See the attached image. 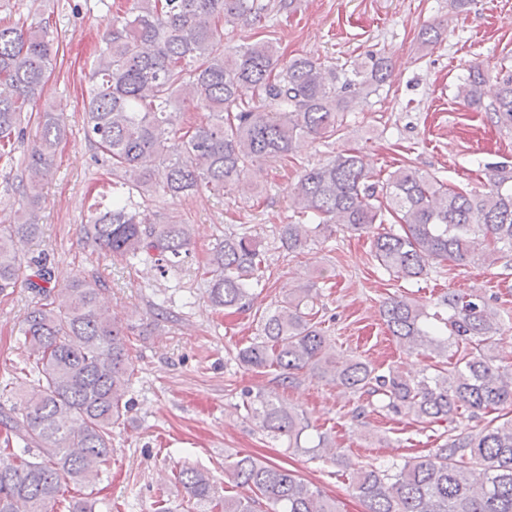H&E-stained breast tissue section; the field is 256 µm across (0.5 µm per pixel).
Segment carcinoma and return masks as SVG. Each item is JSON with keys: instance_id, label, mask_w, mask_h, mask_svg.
Instances as JSON below:
<instances>
[{"instance_id": "carcinoma-1", "label": "carcinoma", "mask_w": 512, "mask_h": 512, "mask_svg": "<svg viewBox=\"0 0 512 512\" xmlns=\"http://www.w3.org/2000/svg\"><path fill=\"white\" fill-rule=\"evenodd\" d=\"M296 9L297 0H133L128 15L112 18L89 76L85 135L108 156L127 194L90 211L82 225L88 242L114 258L149 262L163 275L179 269L192 225L143 202L203 188L220 195L254 163L287 159L300 139L338 134L351 104L389 81L392 60L373 53L348 67L307 57L282 66L272 39L224 46L220 23L248 25L269 11ZM55 55L48 30L0 26V157L24 134L23 113L36 106ZM492 76L469 67L456 98L511 125L512 69L493 76L499 90L486 105L483 86ZM186 102L208 118L177 127ZM65 134L63 113H38L26 159L30 183L12 222L0 225V295L21 282L39 295L21 329L22 363L38 376L21 407H0V512H53L62 482L96 486L112 457V425L129 409V336L112 318L101 281L77 277L61 288L45 260L20 257L22 244L40 233V180ZM156 166L165 171L161 182L153 178ZM482 174L479 191L410 167L375 182L363 158L344 150L299 176L290 190L293 218L278 226V240L283 251L300 254L338 230L365 236L371 259L390 277L418 281L442 263L465 261L481 235L492 265L512 252V163H487ZM267 261L249 231L224 233L206 262L213 306L230 314L250 308L268 280ZM319 298L316 282L299 280L263 316L259 336L238 349V364L274 368L284 387L308 369L350 393L379 395L382 408L419 423L446 421L462 409L472 418L499 412L401 466L352 467L350 485L364 512H512V364L495 354L502 323L485 297L448 295L446 334L409 296L383 302L382 319L399 344L438 359L434 373L421 377L396 368L381 373L366 360L337 355L315 321ZM453 347L449 368L442 358ZM241 400L246 418L286 438L288 449L314 458L327 452L322 435L302 445L310 421L277 393L244 388ZM224 473L253 496H220L208 472L194 467L176 480L207 512H339L336 500L286 466L238 454Z\"/></svg>"}]
</instances>
